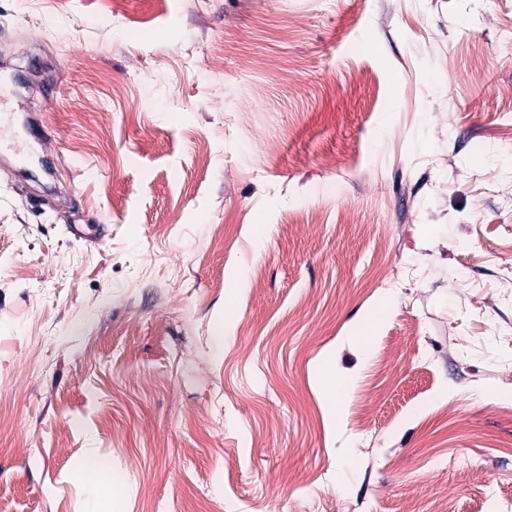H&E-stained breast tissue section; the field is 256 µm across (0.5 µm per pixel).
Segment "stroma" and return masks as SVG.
Here are the masks:
<instances>
[{
    "label": "stroma",
    "instance_id": "1",
    "mask_svg": "<svg viewBox=\"0 0 512 512\" xmlns=\"http://www.w3.org/2000/svg\"><path fill=\"white\" fill-rule=\"evenodd\" d=\"M511 30L512 0H0V103L37 84L60 182L0 160V503L512 512ZM85 474L87 479L97 488H105L111 484L112 492L117 488V483L112 480L109 465L101 458L95 448L87 450L85 455Z\"/></svg>",
    "mask_w": 512,
    "mask_h": 512
}]
</instances>
